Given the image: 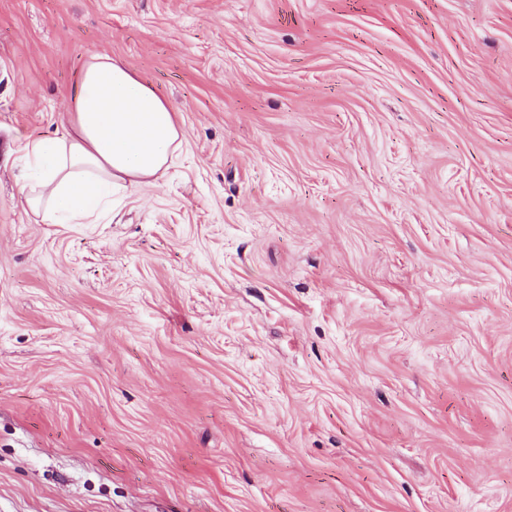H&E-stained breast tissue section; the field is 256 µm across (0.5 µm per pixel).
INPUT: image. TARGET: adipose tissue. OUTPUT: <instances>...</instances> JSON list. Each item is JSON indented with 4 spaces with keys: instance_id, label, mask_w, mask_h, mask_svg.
Instances as JSON below:
<instances>
[{
    "instance_id": "obj_1",
    "label": "adipose tissue",
    "mask_w": 512,
    "mask_h": 512,
    "mask_svg": "<svg viewBox=\"0 0 512 512\" xmlns=\"http://www.w3.org/2000/svg\"><path fill=\"white\" fill-rule=\"evenodd\" d=\"M181 146L167 103L121 62L91 55L71 132L26 148L34 176L22 187L23 203L47 224L96 223L114 189L154 185Z\"/></svg>"
}]
</instances>
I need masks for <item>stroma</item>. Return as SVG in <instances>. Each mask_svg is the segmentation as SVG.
Returning a JSON list of instances; mask_svg holds the SVG:
<instances>
[{"label": "stroma", "instance_id": "35a3bbf8", "mask_svg": "<svg viewBox=\"0 0 512 512\" xmlns=\"http://www.w3.org/2000/svg\"><path fill=\"white\" fill-rule=\"evenodd\" d=\"M92 54L183 152L46 224ZM0 512H512V0H0Z\"/></svg>", "mask_w": 512, "mask_h": 512}]
</instances>
